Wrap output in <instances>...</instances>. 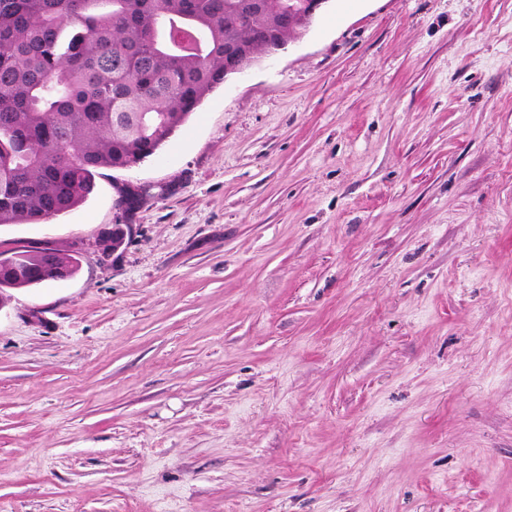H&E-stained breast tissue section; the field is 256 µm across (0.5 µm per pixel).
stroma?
<instances>
[{
    "label": "stroma",
    "mask_w": 512,
    "mask_h": 512,
    "mask_svg": "<svg viewBox=\"0 0 512 512\" xmlns=\"http://www.w3.org/2000/svg\"><path fill=\"white\" fill-rule=\"evenodd\" d=\"M16 246L0 512H512V0H328ZM80 260L51 248L42 250H0V292L4 288H25L48 282L45 274L56 270L65 278L78 271Z\"/></svg>",
    "instance_id": "35a3bbf8"
}]
</instances>
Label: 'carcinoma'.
Segmentation results:
<instances>
[{
	"label": "carcinoma",
	"mask_w": 512,
	"mask_h": 512,
	"mask_svg": "<svg viewBox=\"0 0 512 512\" xmlns=\"http://www.w3.org/2000/svg\"><path fill=\"white\" fill-rule=\"evenodd\" d=\"M304 0H0V225L79 207L103 169L154 156L224 84V55L250 67ZM51 248L0 250V291L68 278Z\"/></svg>",
	"instance_id": "cac0c4a2"
}]
</instances>
